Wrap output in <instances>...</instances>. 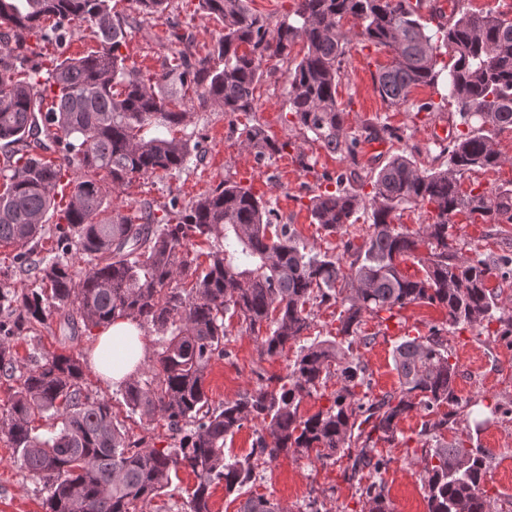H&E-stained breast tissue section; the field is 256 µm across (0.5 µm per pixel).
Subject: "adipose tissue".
I'll use <instances>...</instances> for the list:
<instances>
[{
    "mask_svg": "<svg viewBox=\"0 0 512 512\" xmlns=\"http://www.w3.org/2000/svg\"><path fill=\"white\" fill-rule=\"evenodd\" d=\"M146 351L137 322L118 319L104 327L90 353V365L104 380L119 385L133 374Z\"/></svg>",
    "mask_w": 512,
    "mask_h": 512,
    "instance_id": "obj_1",
    "label": "adipose tissue"
}]
</instances>
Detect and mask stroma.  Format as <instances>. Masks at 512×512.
<instances>
[{
	"label": "stroma",
	"instance_id": "obj_1",
	"mask_svg": "<svg viewBox=\"0 0 512 512\" xmlns=\"http://www.w3.org/2000/svg\"><path fill=\"white\" fill-rule=\"evenodd\" d=\"M197 4L198 0H172L170 20L179 22L180 32L188 36L193 51L202 57L209 53L221 24L198 12ZM168 22H147L142 30L128 35L122 49L126 64L143 77L163 68ZM390 60V53L382 48L351 51L336 97L339 102L350 103L347 124L353 131L388 123L398 128L405 145L420 146L421 163L431 164L439 152L438 140L451 133L456 115L451 111L416 113L415 102L426 101L433 95L427 86L414 89L413 106L388 107L374 87L373 76ZM262 69L265 77L254 91L256 112L230 116L215 107L193 106L186 126L176 128L174 134L199 140L205 150L203 160L172 174L134 179L128 186L111 192L113 206L126 214L146 205L159 210L171 197H179L183 202L192 200L229 176L250 186L256 196L269 202L279 223L293 225L309 250L337 255L342 252L344 241L359 240L365 230L363 220L331 235L312 224L303 198L328 185L348 164L319 143L304 140L291 130L285 119L288 85L284 67L272 58L263 63ZM247 123L261 125L272 139L284 143V152L256 162L242 143L241 130ZM497 143L505 163L463 177V186L478 184L493 190L512 184V127L498 134ZM452 232L465 256H512V224H485L479 217L461 212L453 218ZM444 321V310L430 305L404 308L384 325L367 319L364 330L372 334L373 341L368 347L356 348L355 353L367 368L369 397L378 398L398 390L392 356L395 345L407 336L427 335L430 327ZM225 329L228 354L212 362L205 380L208 398L215 406L254 391L268 380L286 376L297 350L292 344L280 355L264 356L254 337L242 330L238 319L226 320ZM448 349L457 364L455 394L459 403L455 407L453 434L467 448H482L489 453L490 472L485 489L499 506H512V381L502 375L503 370L512 368V338L470 328L452 330L448 333ZM84 384L93 395L111 400L116 417L129 435L153 438L160 448L168 445L170 432L166 421H148L129 414L119 389L113 388L92 367L84 369ZM425 420V413L410 412L398 424L396 441L377 445L378 452L388 461L381 478L393 512H427L422 462L425 448L419 435ZM348 465L345 456L322 462L283 453L274 460L260 461V478L250 490L279 500L290 512H298L311 502L320 512H367L354 483L347 479ZM46 495L42 481L23 468L14 449L0 439V512H44L42 502Z\"/></svg>",
	"mask_w": 512,
	"mask_h": 512
}]
</instances>
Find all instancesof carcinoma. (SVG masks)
Wrapping results in <instances>:
<instances>
[{"label": "carcinoma", "mask_w": 512, "mask_h": 512, "mask_svg": "<svg viewBox=\"0 0 512 512\" xmlns=\"http://www.w3.org/2000/svg\"><path fill=\"white\" fill-rule=\"evenodd\" d=\"M135 2L140 19L113 14L110 0H0L6 28L0 34V246L18 250L15 259L35 284L0 287V377L20 379L0 402V436L21 465L43 479L45 512H136V504L163 494L182 468L197 479L187 512H211L217 481L227 494L245 496L238 512H288L265 495H244V488L256 482L259 458L290 451H313L319 460L348 455L351 477L369 469V483L357 487L368 512H390L379 480L387 460L372 452L376 441L396 440L400 419L411 411L430 415L458 403L446 328L486 329L496 321L502 335H512V314L487 286L512 260L467 258L449 232L462 211L486 224L512 223V187L463 191L460 183L476 168L505 161L495 137L512 126V19L450 0L449 22L431 28L420 13L422 0H297L294 19L272 29L248 0H198L203 15L223 24L212 55L194 57L172 22L163 69L145 79L126 65L121 48L128 31L142 29V19L165 18L170 0ZM348 18L353 25L346 29ZM48 19L53 24L46 26ZM75 22L92 29L97 51L78 58L61 52L47 64L32 59L29 39L62 49ZM299 42L305 52L297 60L291 54ZM369 45L391 54L374 75L388 106L410 103L420 113L451 104L459 120L448 142L439 144L437 166L420 167L421 149L405 147L376 170L362 175L350 168L336 177L334 189L309 196L312 223L329 234L363 213L368 227L361 244L349 239L337 256L307 252L292 225L272 224L269 203L229 178L182 207L172 198L161 216L149 205L131 215L112 206L100 173L116 189L134 177L179 172L203 157L201 142L147 137V127L186 125L190 97L230 114L255 111L254 90L268 57L286 64L289 123L339 159L355 160L358 134L347 126L348 110L336 93L350 49ZM419 86L432 88L439 101L411 102ZM367 130L378 140H403L387 123ZM243 134L259 161L289 146L258 125ZM37 149L56 154V162L38 158ZM72 168L79 175L67 181L63 207L55 189ZM419 205L432 213L422 231L394 223L397 213ZM50 213L60 220L59 254L47 258L36 247ZM196 238L210 242L203 263L188 259ZM408 260L423 276L403 272ZM323 304L342 307L336 336L301 345L278 386L211 406L204 381L211 362L227 355L225 317H238L259 341L260 354L273 356L308 335L311 308ZM418 304L445 310L448 326L434 325L428 335L394 347L398 391L357 397L365 366L353 345L374 340L363 330L366 318ZM55 318L71 339L81 326L89 332L118 318L154 329L157 366L145 380L130 376L121 395L131 413L164 419L173 443L157 448L145 436H129L111 402L84 387L82 354L46 353L32 367L17 359L10 339L35 334ZM332 375L343 383L334 404L300 414L302 399ZM37 413L59 427L35 434ZM454 416L445 412L421 430L429 445L427 512H496L483 489L488 454L445 438ZM255 421L261 431L250 453L226 457L227 440Z\"/></svg>", "instance_id": "1"}]
</instances>
